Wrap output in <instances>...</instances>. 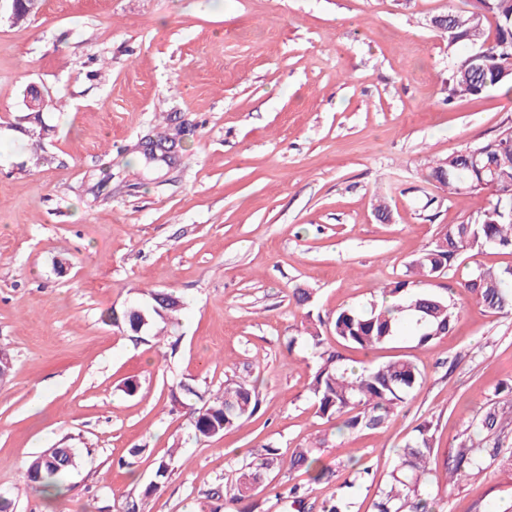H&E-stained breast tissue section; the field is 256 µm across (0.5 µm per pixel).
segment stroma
<instances>
[{
	"instance_id": "obj_1",
	"label": "stroma",
	"mask_w": 512,
	"mask_h": 512,
	"mask_svg": "<svg viewBox=\"0 0 512 512\" xmlns=\"http://www.w3.org/2000/svg\"><path fill=\"white\" fill-rule=\"evenodd\" d=\"M448 0H41L24 22L0 17V494L15 512H211L250 450L324 439L320 467L336 493L356 460L374 480L433 420V480L442 512H507L512 460L446 484L472 416L512 406V313L468 294L464 317L436 343L402 338L354 363L405 355L423 381L384 431L335 434L310 391L304 329L366 306L434 241L488 205L425 181L437 158L512 125V94L446 102L448 41L430 25ZM36 88L46 105L30 109ZM177 138L174 161L146 164L147 136ZM385 198L390 216L376 206ZM309 289L308 306L294 288ZM166 290L182 302L164 339L131 340L106 313ZM256 384L255 415L197 440L193 414L172 407L178 382L215 392ZM136 382L127 392V382ZM78 450L65 491L24 486L49 448ZM139 449L133 469L119 467ZM171 470L145 495L162 460ZM281 472L259 512H297ZM309 484V483H308Z\"/></svg>"
}]
</instances>
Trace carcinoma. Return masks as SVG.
Here are the masks:
<instances>
[{
    "instance_id": "1",
    "label": "carcinoma",
    "mask_w": 512,
    "mask_h": 512,
    "mask_svg": "<svg viewBox=\"0 0 512 512\" xmlns=\"http://www.w3.org/2000/svg\"><path fill=\"white\" fill-rule=\"evenodd\" d=\"M451 6L437 28L449 30L448 47L471 46L470 37L483 45L482 56L467 50L454 57L448 78V99L479 97L494 89L512 92V0H480L478 5ZM494 26V35L486 24ZM429 183L448 189L451 195H467L476 191L490 194L483 211L459 224H448L438 237L406 265L398 277L381 288V300L367 307L347 305L333 314L330 329L339 344L360 350H372L409 336L419 346H427L451 333L462 319L447 296L438 291L439 280L471 249L493 250L512 254V127L496 136L469 145L429 166L425 175ZM459 287L488 311L495 314L512 312V265L479 267ZM150 303L134 305L121 314H112V324L128 336L138 338L152 326L168 320L181 309V303L161 299L158 292H148ZM314 349L315 370L311 393L316 413L337 431L382 430L394 423L407 396L422 380L417 364L405 356L376 366L349 368L338 351L322 349L320 326L307 328ZM203 401L194 412L193 428L200 441H209L236 428L250 418L260 404L254 384L225 380L224 387L205 397L186 381L170 391L174 405L186 399ZM504 411L489 407L471 426L456 448L445 482L454 483L484 472L485 460L499 455ZM435 428L431 420H423L413 429L397 454L388 478L379 487L368 512H433L435 502L426 492L431 482L429 463L434 451ZM326 439L310 446H298L284 456L270 444L261 447L256 460L238 469L229 502L251 499L255 491L267 487V475L286 468L302 471L309 482L317 484L327 472L317 467L318 453ZM71 463L59 467L54 455L35 456L24 472V482L46 494L63 486V479L77 465V453L70 449ZM370 469L353 464L349 475L336 487V496L320 505V512H353V492L365 485Z\"/></svg>"
}]
</instances>
